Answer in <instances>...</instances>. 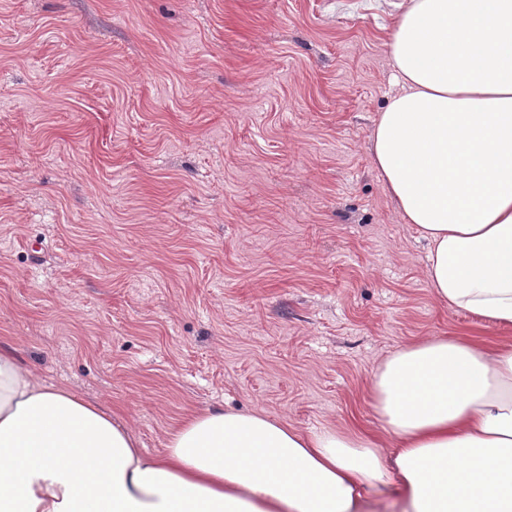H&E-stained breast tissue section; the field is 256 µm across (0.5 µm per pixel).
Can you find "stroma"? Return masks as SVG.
<instances>
[{
  "label": "stroma",
  "mask_w": 512,
  "mask_h": 512,
  "mask_svg": "<svg viewBox=\"0 0 512 512\" xmlns=\"http://www.w3.org/2000/svg\"><path fill=\"white\" fill-rule=\"evenodd\" d=\"M401 0H0V347L150 454L207 408L372 428L449 311L367 152Z\"/></svg>",
  "instance_id": "stroma-1"
}]
</instances>
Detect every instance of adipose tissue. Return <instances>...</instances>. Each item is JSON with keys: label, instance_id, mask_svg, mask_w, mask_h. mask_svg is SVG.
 Instances as JSON below:
<instances>
[{"label": "adipose tissue", "instance_id": "ef3b65f1", "mask_svg": "<svg viewBox=\"0 0 512 512\" xmlns=\"http://www.w3.org/2000/svg\"><path fill=\"white\" fill-rule=\"evenodd\" d=\"M367 151L437 300L512 326V0H403ZM377 432L208 409L144 453L111 410L0 349V512H512V343L429 337L371 379Z\"/></svg>", "mask_w": 512, "mask_h": 512}]
</instances>
